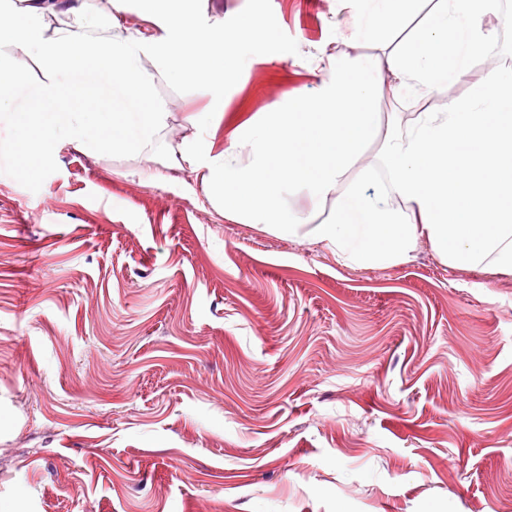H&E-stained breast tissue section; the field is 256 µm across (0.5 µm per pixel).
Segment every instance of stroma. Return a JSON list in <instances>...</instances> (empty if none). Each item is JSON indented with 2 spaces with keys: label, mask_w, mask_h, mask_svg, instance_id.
Segmentation results:
<instances>
[{
  "label": "stroma",
  "mask_w": 512,
  "mask_h": 512,
  "mask_svg": "<svg viewBox=\"0 0 512 512\" xmlns=\"http://www.w3.org/2000/svg\"><path fill=\"white\" fill-rule=\"evenodd\" d=\"M161 34L151 0H96ZM269 39L215 150L313 92L339 0H191ZM163 141L211 93L160 80ZM0 512H512V273L356 267L235 222L166 155L0 152Z\"/></svg>",
  "instance_id": "35a3bbf8"
}]
</instances>
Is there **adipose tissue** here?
Returning a JSON list of instances; mask_svg holds the SVG:
<instances>
[{
  "label": "adipose tissue",
  "instance_id": "adipose-tissue-1",
  "mask_svg": "<svg viewBox=\"0 0 512 512\" xmlns=\"http://www.w3.org/2000/svg\"><path fill=\"white\" fill-rule=\"evenodd\" d=\"M351 24L338 40L375 47L349 58L324 51L313 94L297 92L240 125L221 155L191 134L165 145V155L202 173V186L226 217L285 239L303 238L361 266L404 260L419 238L453 266L512 272V69L492 70L486 84L449 99L445 111L419 112L403 128L380 129L376 93L391 80L396 96L422 98L447 89L468 62L496 46L484 28L499 0H340ZM165 35L118 30L88 0H32L0 25V106L18 86L30 90L20 139L5 143L21 165L40 166L60 143L89 152L151 151L166 114L155 96L164 79L200 90L233 81L241 49L263 33L261 19L237 16L230 31L204 29L188 10H169ZM27 55L16 70L13 53ZM154 58L156 72L141 66ZM112 97L108 112L90 100ZM382 136L386 196L367 195L350 179L356 158ZM306 193L329 216L293 210L290 194ZM403 206L392 208L387 196Z\"/></svg>",
  "mask_w": 512,
  "mask_h": 512
}]
</instances>
